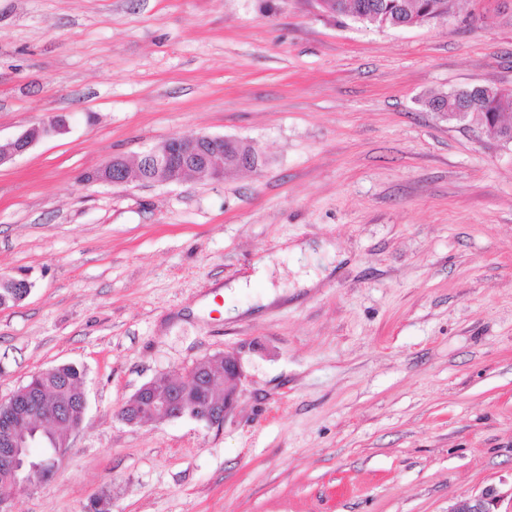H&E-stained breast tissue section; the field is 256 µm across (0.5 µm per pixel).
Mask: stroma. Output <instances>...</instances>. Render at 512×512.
Here are the masks:
<instances>
[{"mask_svg": "<svg viewBox=\"0 0 512 512\" xmlns=\"http://www.w3.org/2000/svg\"><path fill=\"white\" fill-rule=\"evenodd\" d=\"M512 91V0L381 29L316 0H0V401L85 371L81 428L12 512H448L512 491V143L422 99ZM249 142L217 184H86L176 134ZM226 351L217 429L131 426ZM69 130L70 122L62 115H53L37 124L28 126L15 138L4 144L0 143V165L12 161L37 143L68 133ZM503 499L504 494L496 486L488 485L477 495L454 502L448 512H500L496 509Z\"/></svg>", "mask_w": 512, "mask_h": 512, "instance_id": "stroma-1", "label": "stroma"}]
</instances>
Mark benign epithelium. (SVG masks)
I'll list each match as a JSON object with an SVG mask.
<instances>
[{
	"mask_svg": "<svg viewBox=\"0 0 512 512\" xmlns=\"http://www.w3.org/2000/svg\"><path fill=\"white\" fill-rule=\"evenodd\" d=\"M70 130L69 120L62 115H53L37 124L25 128L15 138L0 143V165L27 152L37 143ZM228 139L222 136L200 132L192 135H173L139 155L140 165L151 168V184H173L183 182L182 170L191 161L187 160L193 149L205 152V158L199 163L204 173L212 180L222 183L230 178L224 169V144ZM133 180L128 171V160L114 157L99 168L89 172L85 181L89 184L122 186ZM203 362L198 361L190 368V377L185 382L170 384L167 392L151 396L152 409L149 417L141 419L126 411L121 420L134 426H151L159 417L177 419L187 416L190 406L189 393L194 391L212 392L216 378L199 372ZM243 376L238 356L233 352L224 353V382L230 387L224 389L223 398L197 407L193 419L204 422L210 427L220 428L233 413L239 396V383ZM43 417L58 415L56 411H46L40 405L32 388L27 387L16 392L6 402H0V430L3 431V447L0 448V478L16 486L27 487L33 482L49 477L55 471L58 457L63 449L55 448L50 458L42 461L30 456L28 448L41 427L33 425L36 414ZM504 494L494 485L484 487L480 493L454 502L448 512H498V506Z\"/></svg>",
	"mask_w": 512,
	"mask_h": 512,
	"instance_id": "benign-epithelium-1",
	"label": "benign epithelium"
}]
</instances>
